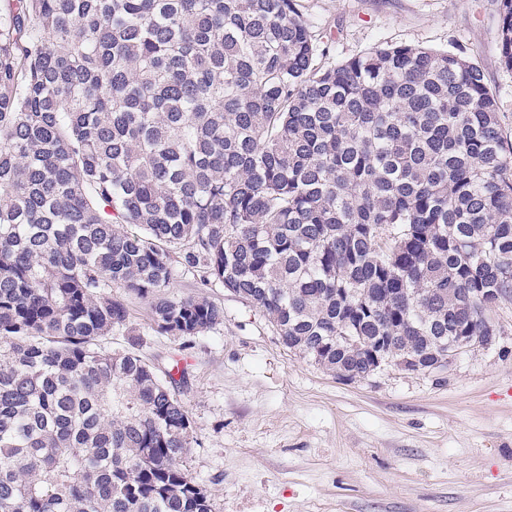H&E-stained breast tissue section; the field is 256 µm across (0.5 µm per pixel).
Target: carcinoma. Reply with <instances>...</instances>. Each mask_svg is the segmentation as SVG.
<instances>
[{"instance_id": "carcinoma-1", "label": "carcinoma", "mask_w": 512, "mask_h": 512, "mask_svg": "<svg viewBox=\"0 0 512 512\" xmlns=\"http://www.w3.org/2000/svg\"><path fill=\"white\" fill-rule=\"evenodd\" d=\"M512 71V0H501ZM302 0L0 8V512H212L178 382L139 352L263 313L345 381L496 335L512 133L476 64L411 45L325 66Z\"/></svg>"}]
</instances>
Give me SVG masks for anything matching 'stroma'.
Masks as SVG:
<instances>
[{"instance_id":"1","label":"stroma","mask_w":512,"mask_h":512,"mask_svg":"<svg viewBox=\"0 0 512 512\" xmlns=\"http://www.w3.org/2000/svg\"><path fill=\"white\" fill-rule=\"evenodd\" d=\"M338 64L379 45L461 54L512 128V72L498 49L500 0H303ZM222 325L186 339L150 328L130 299L140 351L179 365L194 426L186 468L213 512H512V295L498 334L447 368H387L348 382L289 352L262 312L220 288Z\"/></svg>"}]
</instances>
